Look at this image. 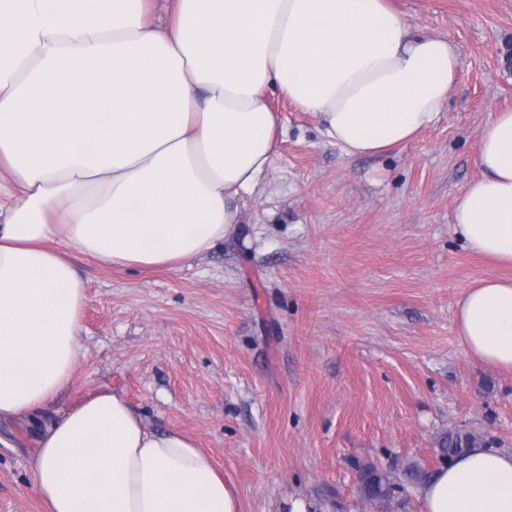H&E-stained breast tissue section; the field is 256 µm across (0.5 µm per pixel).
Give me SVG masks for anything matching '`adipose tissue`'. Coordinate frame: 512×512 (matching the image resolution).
<instances>
[{
	"instance_id": "ef3b65f1",
	"label": "adipose tissue",
	"mask_w": 512,
	"mask_h": 512,
	"mask_svg": "<svg viewBox=\"0 0 512 512\" xmlns=\"http://www.w3.org/2000/svg\"><path fill=\"white\" fill-rule=\"evenodd\" d=\"M459 68L389 0H0V422L38 418L72 382L85 287L74 249L115 268H174L236 222L268 171L277 86L348 157L408 145ZM481 177L454 227L512 265V110L483 127ZM470 358L512 372V280L456 311ZM30 471L49 512H239L178 429L118 391L43 425ZM421 512H512V450L475 447L418 489Z\"/></svg>"
}]
</instances>
